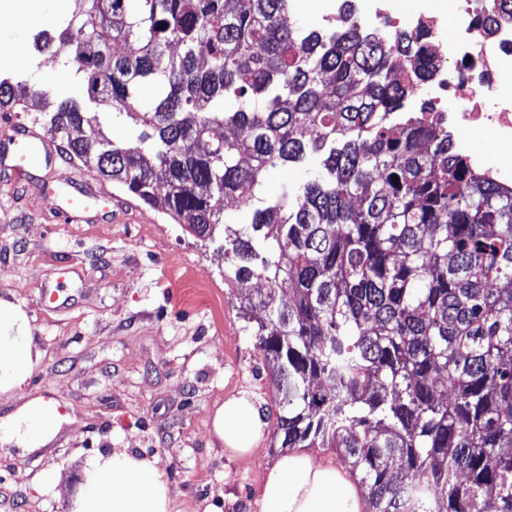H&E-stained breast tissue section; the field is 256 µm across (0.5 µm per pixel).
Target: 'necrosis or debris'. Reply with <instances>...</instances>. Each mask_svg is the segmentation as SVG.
<instances>
[{
  "mask_svg": "<svg viewBox=\"0 0 512 512\" xmlns=\"http://www.w3.org/2000/svg\"><path fill=\"white\" fill-rule=\"evenodd\" d=\"M455 17L439 31L438 63L432 91L436 99L455 105L448 125L459 138L488 127L493 152L475 156V164L500 181L512 184V22H490L479 0H448Z\"/></svg>",
  "mask_w": 512,
  "mask_h": 512,
  "instance_id": "1",
  "label": "necrosis or debris"
}]
</instances>
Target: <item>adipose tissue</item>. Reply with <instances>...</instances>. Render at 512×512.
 <instances>
[{"instance_id":"1","label":"adipose tissue","mask_w":512,"mask_h":512,"mask_svg":"<svg viewBox=\"0 0 512 512\" xmlns=\"http://www.w3.org/2000/svg\"><path fill=\"white\" fill-rule=\"evenodd\" d=\"M41 352L22 310L0 300V394L22 389ZM56 415L45 407L29 409L0 429L28 444L51 437ZM266 424L245 395L225 401L215 412L213 430L228 452L248 456L265 440ZM357 484L345 471L312 453L284 451L261 482L260 512H363ZM77 512H170L164 464L158 457L138 458L116 450L88 464L87 486Z\"/></svg>"}]
</instances>
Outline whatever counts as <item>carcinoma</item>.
Masks as SVG:
<instances>
[{
    "mask_svg": "<svg viewBox=\"0 0 512 512\" xmlns=\"http://www.w3.org/2000/svg\"><path fill=\"white\" fill-rule=\"evenodd\" d=\"M291 0H83L42 48L81 92L142 127L130 145L78 136L65 97L48 132L69 157L222 238L277 391L282 448H334L369 512H512V188L476 170L431 99L426 27L331 33L284 23ZM165 27H160V24ZM138 52L116 57L113 42ZM154 88L145 104L142 89ZM0 76V111L16 109ZM322 167L234 228L224 199L266 173Z\"/></svg>",
    "mask_w": 512,
    "mask_h": 512,
    "instance_id": "carcinoma-1",
    "label": "carcinoma"
}]
</instances>
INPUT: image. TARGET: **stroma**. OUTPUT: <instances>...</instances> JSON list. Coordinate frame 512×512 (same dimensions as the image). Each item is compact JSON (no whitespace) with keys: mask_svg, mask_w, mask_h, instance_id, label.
Listing matches in <instances>:
<instances>
[{"mask_svg":"<svg viewBox=\"0 0 512 512\" xmlns=\"http://www.w3.org/2000/svg\"><path fill=\"white\" fill-rule=\"evenodd\" d=\"M31 11L40 19L23 22ZM62 23L59 0H0V47L21 49L17 96L36 86L54 99L80 84L66 52L34 46L37 33ZM319 164L313 154L269 171L260 198H278ZM65 167L83 172L61 157L32 167L22 189L0 179V299L22 307L41 351L23 393L0 396V424L42 401L60 410L45 444L0 436V512H73L88 460L106 448L161 457L172 512H259L262 476L279 449L267 443L234 458L212 429L228 397L247 393L264 416L276 396L239 310L259 280L227 279L218 244L117 187L109 209L57 223L41 189L66 188ZM20 464L28 477L18 484Z\"/></svg>","mask_w":512,"mask_h":512,"instance_id":"stroma-1","label":"stroma"}]
</instances>
